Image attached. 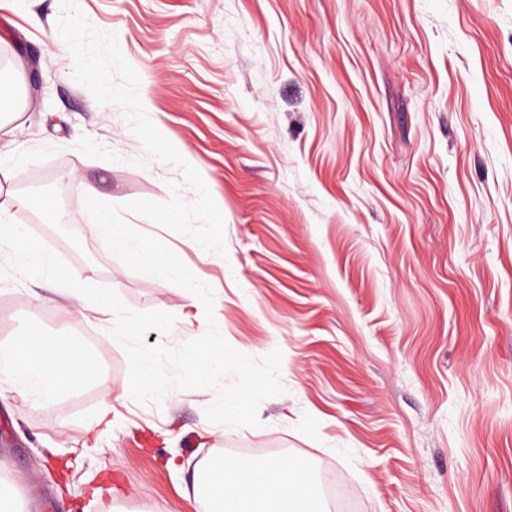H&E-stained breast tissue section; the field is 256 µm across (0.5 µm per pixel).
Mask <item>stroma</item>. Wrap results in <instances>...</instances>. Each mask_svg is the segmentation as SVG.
<instances>
[{
	"label": "stroma",
	"mask_w": 512,
	"mask_h": 512,
	"mask_svg": "<svg viewBox=\"0 0 512 512\" xmlns=\"http://www.w3.org/2000/svg\"><path fill=\"white\" fill-rule=\"evenodd\" d=\"M115 33L142 104L202 175L227 257L135 214L215 292L225 339L281 349L286 392L259 427L208 423L211 389L162 405L129 389L111 314L68 289L0 278V350L73 336L95 378L33 403L0 381V497L22 512H184L214 453L290 457L325 512H512V0H78ZM60 0H0V203L22 178L73 176L61 207L165 201L176 166L148 156L123 109L73 78ZM84 283L175 315L147 344L197 338L195 297L132 271L98 235L45 234ZM113 408L102 415L105 396Z\"/></svg>",
	"instance_id": "obj_1"
}]
</instances>
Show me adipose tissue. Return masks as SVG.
I'll return each mask as SVG.
<instances>
[{"label": "adipose tissue", "mask_w": 512, "mask_h": 512, "mask_svg": "<svg viewBox=\"0 0 512 512\" xmlns=\"http://www.w3.org/2000/svg\"><path fill=\"white\" fill-rule=\"evenodd\" d=\"M95 360L72 337L33 332L0 356V374L24 394L49 400L89 380ZM315 486L296 460L274 458L259 468L225 463L208 482L205 512H312Z\"/></svg>", "instance_id": "obj_1"}]
</instances>
